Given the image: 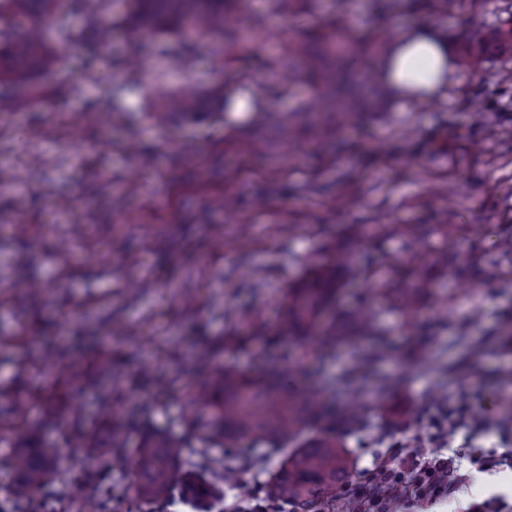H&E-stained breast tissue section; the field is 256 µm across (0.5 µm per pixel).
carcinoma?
<instances>
[{
	"label": "carcinoma",
	"mask_w": 512,
	"mask_h": 512,
	"mask_svg": "<svg viewBox=\"0 0 512 512\" xmlns=\"http://www.w3.org/2000/svg\"><path fill=\"white\" fill-rule=\"evenodd\" d=\"M0 0V112L6 106L7 90H22L36 77L58 70L69 53L90 48L105 54L112 48V0ZM275 12L288 16L301 12L311 0H271ZM246 0H125V31L128 39L144 44L155 37L167 43V53L181 62L188 60L187 47L213 44L221 61L222 80L208 90L171 89L159 96L151 112L157 126L171 118L191 119L201 115L205 102L228 109L242 80L235 61L244 56L266 55L269 81L284 88L313 83L324 92L310 107L278 109L274 125L283 146L295 144L305 128L323 133L332 126L356 125L365 119L370 98L391 88L390 69L385 66L391 40L379 31L359 35L345 20L314 32L275 38L263 20L238 25L232 19L244 12ZM82 23L74 25L72 17ZM512 52V27L486 33L475 47H465L459 63L472 67L482 55ZM361 275L386 297L397 299L412 312L430 281L419 271L411 282L393 277L377 278L378 270L359 267L354 254L336 251L331 266L312 265L301 279L284 290L283 316L270 328L261 322L248 325L247 335L269 346L299 352L297 368L319 379L310 388L285 377L274 367L249 373L231 363L209 359L205 353L195 361L207 363L208 376L182 396V420L188 437H175L154 425L142 427L133 468L105 496L84 500L77 485L62 487V493L78 505V512H152L173 494L192 503L199 512H210L217 497L214 484L204 475L229 479L237 468L224 458H212L213 448H239L242 442L264 443L272 448L293 449L257 489L253 502L289 506V512H325L351 481L352 469L343 443L336 435L316 428L327 421L351 431L363 428L367 411L380 407L399 378L383 376L374 383L351 388L354 379L368 376L387 352L388 330L379 313L364 306L340 308L337 295L349 276ZM360 345L353 367L342 377L324 372L327 360L345 343ZM28 403L16 397L10 418L0 421V442L9 441L17 481L5 495L11 500L7 512H41L34 508L38 492L56 478L58 448L39 438L27 422ZM141 423V413L130 405L104 421L107 447L97 438H81L83 462L101 465L107 454H120L127 447L125 421ZM197 449L204 466L185 461V449Z\"/></svg>",
	"instance_id": "1"
}]
</instances>
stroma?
Wrapping results in <instances>:
<instances>
[{"label":"stroma","instance_id":"1","mask_svg":"<svg viewBox=\"0 0 512 512\" xmlns=\"http://www.w3.org/2000/svg\"><path fill=\"white\" fill-rule=\"evenodd\" d=\"M351 15L357 30L384 27L399 33L419 24L438 27L460 49L488 28L512 20V0H316L304 13L283 17L270 0H249L247 18H259L277 35L314 31ZM116 33L110 55L72 53L58 74L71 87L66 97L37 82L40 106L20 95L0 112V392L25 398L28 423L59 446V477L41 502L48 512H73L63 485L81 483L98 495L122 478L136 456L140 431L128 432L124 457L108 468H85L73 427L48 420L45 395L56 374L69 379L61 414L79 415L93 427L109 403L131 402L158 426L184 431L180 397L198 374L192 351L207 350L248 371L262 366L259 343L246 326L276 324L284 289L309 265L333 263L348 244L353 224H422L419 248L430 259L447 255L466 268L452 279L431 272V286L414 313L382 298L370 282L350 281L340 303L364 301L379 310L389 331V356L375 374L401 382L371 430L339 432L354 477L345 495L357 498L382 465L401 476L420 467L418 448L435 436L444 455L456 456L469 482L436 512H466L497 497L512 512V419L503 420L499 374L512 366V255L497 240L512 238V85L502 77L512 57H488L473 70L453 74L443 92L428 98H395L369 122L324 139H303L280 160L273 132L254 125L255 108L305 105L316 96L308 84L282 94L265 88V59L238 66L247 87L223 120L177 118L153 127L147 112L156 96L190 82L210 87L219 64L210 47L192 49L188 65L157 53L144 59L137 85L120 99L105 123L88 121L100 99L126 83L133 53ZM265 137L255 151L252 141ZM152 158L141 167L137 153ZM24 192L23 212L13 209ZM228 191L239 202L241 223L224 218L208 201ZM27 225L19 234L15 225ZM68 240L69 264L55 257ZM43 260L20 271L16 259L28 247ZM408 243L383 232L360 248L361 261L382 275L409 279ZM440 325V345L428 362H407L405 351L423 328ZM111 335L108 363L93 362L100 336ZM466 334L483 339L475 361L452 345ZM447 385L454 404H467L477 422L462 421L440 434L431 390ZM242 484H224L225 512L257 488L278 460L260 443L235 449ZM501 460L480 472L472 456Z\"/></svg>","mask_w":512,"mask_h":512}]
</instances>
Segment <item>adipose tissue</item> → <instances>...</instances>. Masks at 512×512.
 I'll return each instance as SVG.
<instances>
[{
	"label": "adipose tissue",
	"instance_id": "adipose-tissue-1",
	"mask_svg": "<svg viewBox=\"0 0 512 512\" xmlns=\"http://www.w3.org/2000/svg\"><path fill=\"white\" fill-rule=\"evenodd\" d=\"M390 52V78L406 97L442 92L456 69L446 38L429 25L414 27L403 34Z\"/></svg>",
	"mask_w": 512,
	"mask_h": 512
}]
</instances>
